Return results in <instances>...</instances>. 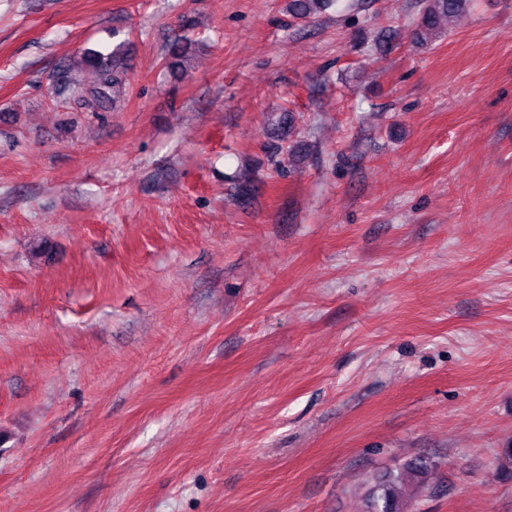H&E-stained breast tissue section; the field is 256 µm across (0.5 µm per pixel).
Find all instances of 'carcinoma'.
Masks as SVG:
<instances>
[{
    "mask_svg": "<svg viewBox=\"0 0 512 512\" xmlns=\"http://www.w3.org/2000/svg\"><path fill=\"white\" fill-rule=\"evenodd\" d=\"M333 0H291L290 11L296 18H306ZM465 5V0H423L415 28V38L423 43L438 37L440 22ZM82 62L94 74L88 87L71 91L75 106L86 112H107L112 108L126 80L124 58L118 53L83 52ZM435 464L425 457H415L372 480L364 495L362 512H409L411 499L428 488Z\"/></svg>",
    "mask_w": 512,
    "mask_h": 512,
    "instance_id": "cac0c4a2",
    "label": "carcinoma"
}]
</instances>
